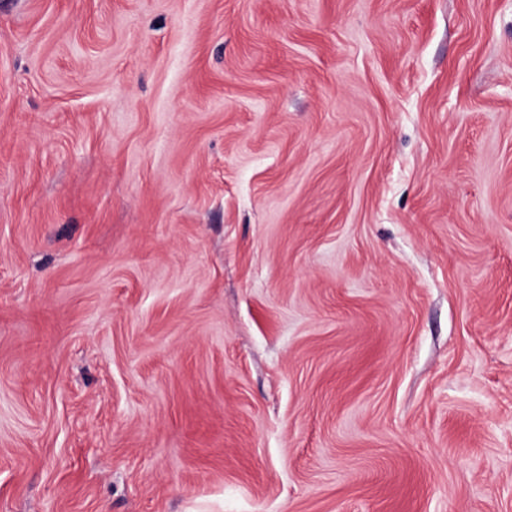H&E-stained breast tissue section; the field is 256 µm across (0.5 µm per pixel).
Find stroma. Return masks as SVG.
Wrapping results in <instances>:
<instances>
[{
	"label": "stroma",
	"instance_id": "stroma-1",
	"mask_svg": "<svg viewBox=\"0 0 512 512\" xmlns=\"http://www.w3.org/2000/svg\"><path fill=\"white\" fill-rule=\"evenodd\" d=\"M0 512H512V0H0Z\"/></svg>",
	"mask_w": 512,
	"mask_h": 512
}]
</instances>
